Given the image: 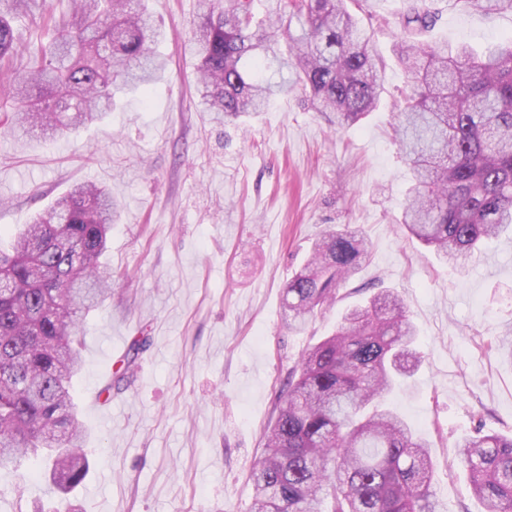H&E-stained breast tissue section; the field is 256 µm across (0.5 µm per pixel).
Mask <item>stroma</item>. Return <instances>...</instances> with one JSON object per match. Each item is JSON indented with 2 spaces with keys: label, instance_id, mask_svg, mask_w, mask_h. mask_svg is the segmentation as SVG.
<instances>
[{
  "label": "stroma",
  "instance_id": "35a3bbf8",
  "mask_svg": "<svg viewBox=\"0 0 512 512\" xmlns=\"http://www.w3.org/2000/svg\"><path fill=\"white\" fill-rule=\"evenodd\" d=\"M167 37L164 76L142 105L120 98L75 137L19 139L0 126V239L70 185L107 187L120 204L105 260L112 293L87 321L74 381L90 473L76 512H249L248 473L302 351L381 288L403 298L423 361L389 396L430 445L439 512H484L455 445L475 423L512 433V235L465 266L440 262L398 223L410 181L393 139L408 74L394 54L408 0H364L357 17L386 66V93L363 124L336 132L294 94L233 121L203 111L191 39L201 0H148ZM426 45L484 50L512 13L437 0ZM361 227L369 261L304 333L281 325L283 292L329 228ZM149 344L125 377L135 337ZM105 403L97 398L103 390ZM39 466L0 470V512H57Z\"/></svg>",
  "mask_w": 512,
  "mask_h": 512
}]
</instances>
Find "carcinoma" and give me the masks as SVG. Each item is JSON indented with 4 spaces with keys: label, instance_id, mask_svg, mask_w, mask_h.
I'll list each match as a JSON object with an SVG mask.
<instances>
[{
    "label": "carcinoma",
    "instance_id": "1",
    "mask_svg": "<svg viewBox=\"0 0 512 512\" xmlns=\"http://www.w3.org/2000/svg\"><path fill=\"white\" fill-rule=\"evenodd\" d=\"M42 22L27 63L15 64L11 19L0 14V83L12 89L14 133L67 135L112 111L117 93L165 71L146 0H17ZM359 0H206L194 24L203 110L257 114L291 92L347 129L373 112L385 67L348 8ZM486 14L512 0H466ZM439 11L413 0L395 32L409 91L395 134L411 172L400 223L452 264L512 228V35L477 58L465 45L422 48ZM301 25L292 33L293 22ZM118 206L85 181L0 249V469L36 457L66 496L90 471L86 429L71 394L81 369L83 320L112 291L101 258ZM370 244L330 230L288 282L283 321L300 333L336 301ZM418 331L390 290L346 312L336 332L299 359L249 471L251 512H437L428 443L385 403L420 360ZM485 512H512V435L483 427L457 445Z\"/></svg>",
    "mask_w": 512,
    "mask_h": 512
}]
</instances>
